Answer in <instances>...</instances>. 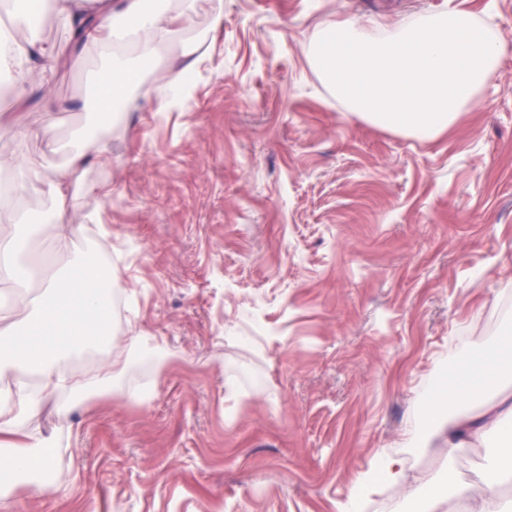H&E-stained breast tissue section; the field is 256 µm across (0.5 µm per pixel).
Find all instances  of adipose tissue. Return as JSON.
<instances>
[{"mask_svg": "<svg viewBox=\"0 0 512 512\" xmlns=\"http://www.w3.org/2000/svg\"><path fill=\"white\" fill-rule=\"evenodd\" d=\"M50 10L67 29L89 18L99 20L87 46L103 51L108 58L101 73L92 79L98 108L105 114L137 80L124 60L123 48H132L141 61L153 60L160 46L171 42L175 25L184 14L180 8L159 9L152 0H50ZM111 16L124 18V25H105V18ZM64 52V47L42 42L36 35L20 40L13 31L0 29V73H10L16 99L24 97L31 56L53 65ZM108 153L104 140L89 137L66 165L56 170L40 157L0 158V170L17 172L10 186L14 196L39 192L54 199L51 226L57 252H69L84 231L83 225L66 218L64 185L77 179L89 160ZM37 229V224L24 216L0 224V275L16 288L13 305L0 307V473L27 479L33 493L46 495L51 487L39 480L38 474L49 468L52 441L34 437L25 430V423L40 416L47 397L56 393L69 396L68 402L57 405V413H71L84 398L111 383L113 367L120 365L143 337L136 333L117 345L111 336L97 331L118 277L110 275L107 284H100L93 257L81 259L64 275L44 280L43 293L31 296L29 286L35 272L23 262L22 254ZM100 344L112 346L111 365L63 368V361L73 353ZM506 374L512 375V333L502 336L478 364L461 367L448 377L439 398L455 407L464 399L495 390ZM491 433L500 437L502 453L488 460L480 487L459 485L449 469L435 478L424 473L408 475L397 458L385 455L375 464L376 474L362 475L342 512H362L365 503L388 483L401 487L406 499L416 501L418 512H512V502L498 494L499 484L512 478V402L499 401L479 415L449 422L443 438L452 453Z\"/></svg>", "mask_w": 512, "mask_h": 512, "instance_id": "ef3b65f1", "label": "adipose tissue"}]
</instances>
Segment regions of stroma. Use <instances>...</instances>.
I'll return each instance as SVG.
<instances>
[{
	"instance_id": "obj_1",
	"label": "stroma",
	"mask_w": 512,
	"mask_h": 512,
	"mask_svg": "<svg viewBox=\"0 0 512 512\" xmlns=\"http://www.w3.org/2000/svg\"><path fill=\"white\" fill-rule=\"evenodd\" d=\"M461 3L507 52L431 139L349 111L305 48L326 23L379 38L448 0H195L106 116L100 53L31 68L0 104V156L60 161L79 129L111 156L66 189L86 227L71 254L44 230L30 260L49 276L97 255L121 278L116 341H148L88 409L49 396L27 430L52 438L58 492L14 512H338L383 453L479 482L499 440L446 457L437 390L512 332V0ZM187 44L188 101L163 108L156 74Z\"/></svg>"
}]
</instances>
